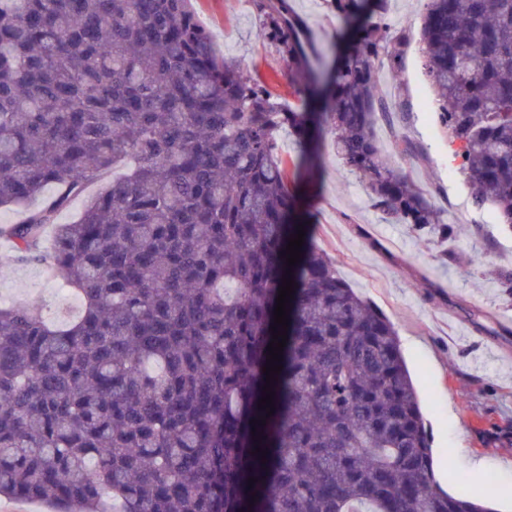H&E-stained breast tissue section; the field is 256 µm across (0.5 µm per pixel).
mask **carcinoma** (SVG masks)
<instances>
[{
	"mask_svg": "<svg viewBox=\"0 0 512 512\" xmlns=\"http://www.w3.org/2000/svg\"><path fill=\"white\" fill-rule=\"evenodd\" d=\"M254 2L262 38L308 77L291 86L300 107L219 56L190 0H0V207L25 208L0 238L82 302L57 325L0 305V497L53 512H101L106 495L112 512H493L434 481L391 321L309 236L286 262L294 185L328 135L384 222L448 235L435 191L376 138L380 68L398 80L410 36L390 29L389 0H321L351 36L328 71L288 0ZM420 52L473 204L512 229V0H426ZM286 277L283 369L267 382Z\"/></svg>",
	"mask_w": 512,
	"mask_h": 512,
	"instance_id": "1",
	"label": "carcinoma"
}]
</instances>
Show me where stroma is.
<instances>
[{
	"label": "stroma",
	"instance_id": "35a3bbf8",
	"mask_svg": "<svg viewBox=\"0 0 512 512\" xmlns=\"http://www.w3.org/2000/svg\"><path fill=\"white\" fill-rule=\"evenodd\" d=\"M192 9L220 53L234 57L244 73L280 93L301 81L259 35L252 0H191ZM304 21L314 49L336 32V21L319 0H289ZM404 109L376 125L386 155L415 182L437 189L436 202L452 229L449 238H422L407 225L385 224L368 204L361 181L324 144L323 168L307 188L315 246L336 263L340 275L393 323L402 355L419 396L431 435L434 475L455 494L484 491L486 473L501 481L488 504L512 512V296L500 286L512 270V231L504 225L469 223L459 205L471 202L461 175H449L448 141L429 105L434 95L418 52H410L401 74ZM410 141L412 158H402L396 137ZM481 251V264L467 262ZM0 293L39 308L51 322L77 316L63 309L59 280L41 267L19 265L11 248L0 251Z\"/></svg>",
	"mask_w": 512,
	"mask_h": 512
}]
</instances>
